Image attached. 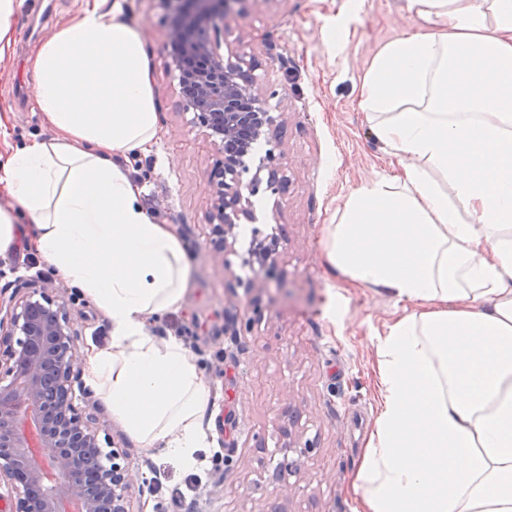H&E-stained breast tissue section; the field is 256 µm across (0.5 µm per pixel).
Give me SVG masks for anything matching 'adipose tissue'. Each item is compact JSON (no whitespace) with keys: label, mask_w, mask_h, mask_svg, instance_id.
Returning a JSON list of instances; mask_svg holds the SVG:
<instances>
[{"label":"adipose tissue","mask_w":512,"mask_h":512,"mask_svg":"<svg viewBox=\"0 0 512 512\" xmlns=\"http://www.w3.org/2000/svg\"><path fill=\"white\" fill-rule=\"evenodd\" d=\"M85 0L29 59L47 138L0 155V255L17 227L112 321L86 385L144 448L199 472L216 451L210 389L179 311L188 252L145 210L127 165L160 136L141 26ZM359 107L390 159L325 228L330 273L409 308L375 345L379 410L356 512H512V0H407Z\"/></svg>","instance_id":"1"}]
</instances>
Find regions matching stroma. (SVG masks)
I'll list each match as a JSON object with an SVG mask.
<instances>
[{
	"label": "stroma",
	"mask_w": 512,
	"mask_h": 512,
	"mask_svg": "<svg viewBox=\"0 0 512 512\" xmlns=\"http://www.w3.org/2000/svg\"><path fill=\"white\" fill-rule=\"evenodd\" d=\"M345 0H248L224 25V49L255 58V75L273 111L283 113L282 160L288 187L254 199L257 221L239 228L235 254L221 258L205 216L210 146L186 126L176 80L166 68L169 15L160 0H121L123 15L145 27L161 136L131 174L155 221L173 225L190 252L193 280L183 310L149 324L153 336H178L212 390L213 433L221 450L201 473L169 467L112 417L106 404L74 385L79 413L125 450L154 492L143 512H353L352 476L376 414L371 372L383 325L401 310L388 294L348 287L325 267L320 240L343 197L384 168L382 151L358 107L376 50L416 28L405 0H362L363 22L343 54L329 44ZM81 0H22L12 50L0 61V107L9 135L0 154L49 130L35 110L26 61L54 28L77 15ZM282 227L273 269L241 268L252 235ZM48 282L70 300L81 354L105 345L111 320L79 289L55 276L28 249L0 256V296L18 280ZM250 317L248 336L225 321ZM310 441L306 451L297 439ZM295 462L285 481L280 463Z\"/></svg>",
	"instance_id": "stroma-1"
}]
</instances>
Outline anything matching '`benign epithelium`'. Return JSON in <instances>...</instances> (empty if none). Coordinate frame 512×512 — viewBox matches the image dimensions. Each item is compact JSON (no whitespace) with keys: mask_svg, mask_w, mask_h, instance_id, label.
I'll return each instance as SVG.
<instances>
[{"mask_svg":"<svg viewBox=\"0 0 512 512\" xmlns=\"http://www.w3.org/2000/svg\"><path fill=\"white\" fill-rule=\"evenodd\" d=\"M171 13L168 68L177 80L179 106L217 159L208 175L207 223L212 243L226 253L237 229L256 220L252 197L277 194L288 183L280 130L254 75L255 60L224 54V23L249 0H161ZM267 146L255 172L246 158ZM252 173L248 179L247 173ZM280 237L253 239L243 265L272 264ZM249 318L224 325L233 336L252 333ZM69 303L44 283H17L0 301V483L16 486L11 512H136L133 497L153 493L130 463L112 452L102 461L100 429L73 402L81 355Z\"/></svg>","mask_w":512,"mask_h":512,"instance_id":"benign-epithelium-1","label":"benign epithelium"}]
</instances>
